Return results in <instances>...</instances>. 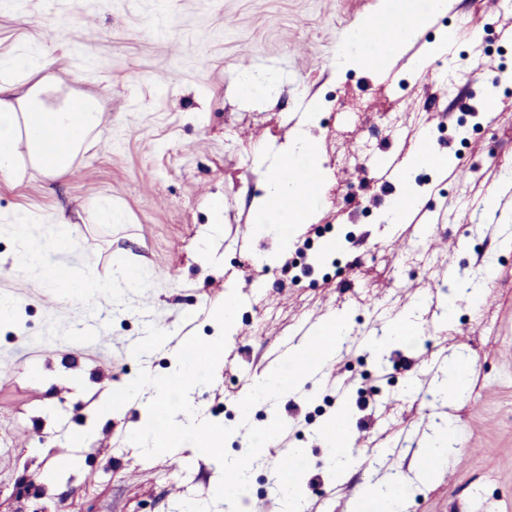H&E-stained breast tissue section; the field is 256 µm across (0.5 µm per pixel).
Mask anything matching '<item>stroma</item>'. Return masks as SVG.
<instances>
[{
  "label": "stroma",
  "mask_w": 512,
  "mask_h": 512,
  "mask_svg": "<svg viewBox=\"0 0 512 512\" xmlns=\"http://www.w3.org/2000/svg\"><path fill=\"white\" fill-rule=\"evenodd\" d=\"M445 2L427 15L418 40L364 71L339 54L381 0H0V79L13 77L15 58L27 57L64 90L98 98L103 112L69 173L0 178V302L14 306L12 318L0 320V512H179L183 496L163 477L165 456L120 454L145 404L102 416L99 403L139 370L170 372L184 338L217 337L212 312L235 289L244 305L226 348L233 361L194 395L202 420L235 426L228 454L248 448L239 419L224 413L238 411L259 356L340 309L352 330L371 333L395 314L359 309L352 292L369 290L378 301L401 294L420 304L419 335L387 351L395 364L388 377L377 375L364 347L340 353L298 392L292 413L300 425L289 429L288 445L304 451L306 505L331 489L327 512H347L360 484L394 469L409 512H512V185L493 205L494 223L477 222L471 209L512 170V83L499 79L512 72V41L499 35L512 27V6ZM459 19L484 40L449 41ZM422 56L431 58L430 70L415 67ZM245 74L274 86L244 95ZM386 112H417L421 120L393 133ZM431 130L445 167L412 166ZM300 139L319 154L321 200L289 237L300 244L309 226L349 225L352 263L339 278L314 266L298 284L278 229L257 218L270 175ZM382 155L404 176L423 179L418 214L440 218L441 230L389 223L391 195L361 167L364 157ZM217 198L219 221L211 212ZM101 205L111 208V223H97ZM61 208L69 223H57ZM401 236L432 254L431 269L414 268L393 248ZM67 237L71 246L59 248ZM32 240L43 249L27 263ZM57 266L105 288L73 297L52 284ZM487 266L494 291L476 308L456 292L451 321L437 325L443 296L432 281L477 279ZM128 267L141 268L139 287L124 282ZM251 272L276 311L261 338L250 323ZM440 351L469 356L468 395L420 401L433 387ZM369 385L378 386L380 401L358 407L357 393ZM402 404L415 446L441 417L454 422L455 452L432 485L419 484L404 457H375L392 448ZM343 407L361 445L358 466L340 480L318 432ZM89 425V444H74L73 433ZM31 473L39 479L34 494L16 495Z\"/></svg>",
  "instance_id": "stroma-1"
}]
</instances>
